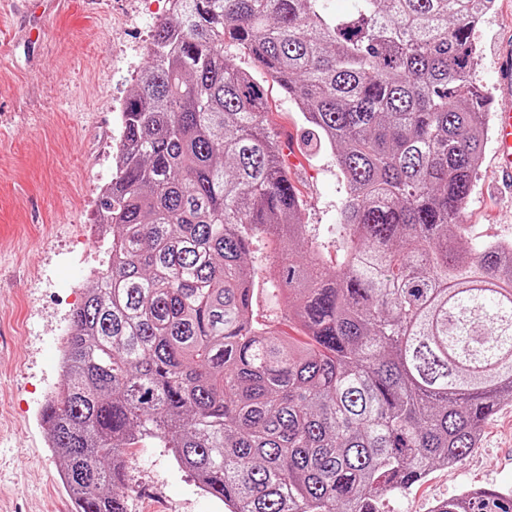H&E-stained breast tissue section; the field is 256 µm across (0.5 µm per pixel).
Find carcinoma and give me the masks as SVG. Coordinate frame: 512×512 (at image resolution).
<instances>
[{
    "mask_svg": "<svg viewBox=\"0 0 512 512\" xmlns=\"http://www.w3.org/2000/svg\"><path fill=\"white\" fill-rule=\"evenodd\" d=\"M122 107L98 213L112 259L71 313L41 419L75 512H128L123 456L168 448L224 512H382L512 401V242L464 211L490 133L469 81L495 0H170ZM253 59L348 188L329 269L300 224ZM268 294L304 334L256 320ZM430 512H512L477 488ZM281 257L279 245L275 240L266 234H261L253 239L252 253L250 255V266L254 269L256 280L260 288L256 299V314L260 319H266L270 311L268 296L261 288H272L271 279L273 269Z\"/></svg>",
    "mask_w": 512,
    "mask_h": 512,
    "instance_id": "1",
    "label": "carcinoma"
}]
</instances>
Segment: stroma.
I'll return each instance as SVG.
<instances>
[{"label":"stroma","mask_w":512,"mask_h":512,"mask_svg":"<svg viewBox=\"0 0 512 512\" xmlns=\"http://www.w3.org/2000/svg\"><path fill=\"white\" fill-rule=\"evenodd\" d=\"M170 15L168 0H65L43 19L41 41H14L21 20L0 19V512H73L61 482L60 459L40 418L47 391L58 386L60 332L89 286L87 263L104 247L91 238L98 184L111 181L121 142V109L150 62L157 24ZM480 47L472 83L497 108L496 59L512 44V0L495 7L474 32ZM270 119L299 160L288 176L302 199L300 221L335 265L336 224L347 187L330 149L310 153L296 104L268 83ZM466 241H512V185L501 180L492 147H485L466 206ZM281 257L266 234L253 240L250 265L261 290L259 318L270 315L267 287ZM129 512H224L193 475L156 440L125 452ZM512 490V402L484 424L477 448L459 463L437 467L411 491L383 502L384 512H429L437 501L467 488Z\"/></svg>","instance_id":"35a3bbf8"}]
</instances>
